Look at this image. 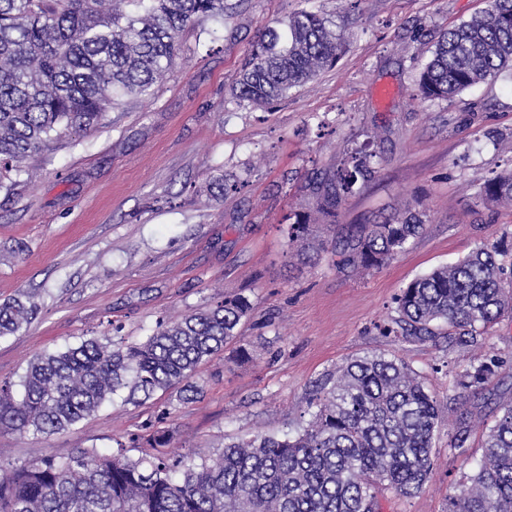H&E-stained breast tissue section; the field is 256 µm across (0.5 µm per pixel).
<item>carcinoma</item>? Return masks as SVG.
<instances>
[{
	"mask_svg": "<svg viewBox=\"0 0 512 512\" xmlns=\"http://www.w3.org/2000/svg\"><path fill=\"white\" fill-rule=\"evenodd\" d=\"M228 0H0V188L29 174L27 160L64 129L85 134L107 113L150 94L182 52L188 28L224 24ZM319 11L302 9L265 26L232 85L239 105L264 107L314 81L345 52L346 41ZM512 70V0H489L479 16L444 32L420 74L417 97L448 99ZM371 171L359 152L304 186L308 210L294 214L289 245L331 250L336 264L378 269L424 230L407 209L331 247L312 242L313 224H334ZM483 204L512 202V171L483 181ZM37 309L31 295L0 303V338ZM512 309V252L479 247L410 281L396 297V323L416 336L444 334L463 347ZM251 311L248 299L220 303L128 345L109 334L29 362L19 384H0V428L53 434L87 418L121 391L127 402L178 388L196 394L198 366L223 350ZM506 362L475 354L459 375L477 392ZM295 435H260L224 444L219 459L161 452L169 434L148 424L117 442L157 448L134 460L79 448L0 468V512H378L386 493L409 497L432 471L440 404L405 362L383 354L336 372L309 402ZM471 412L448 447L467 440ZM448 512H512V402L484 440L482 459L448 498Z\"/></svg>",
	"mask_w": 512,
	"mask_h": 512,
	"instance_id": "cac0c4a2",
	"label": "carcinoma"
}]
</instances>
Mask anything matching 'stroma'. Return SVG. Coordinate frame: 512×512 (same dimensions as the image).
Wrapping results in <instances>:
<instances>
[{"mask_svg": "<svg viewBox=\"0 0 512 512\" xmlns=\"http://www.w3.org/2000/svg\"><path fill=\"white\" fill-rule=\"evenodd\" d=\"M348 16L336 66L269 108L233 103L230 86L264 26L305 0H243L215 34H183L184 53L152 96L107 114L88 135L63 133L30 161L32 177L0 190V303L34 295L36 315L0 339V382L19 383L37 355L99 336L110 324L140 342L239 293L249 319L224 351L201 364L197 399L178 391L125 402L115 396L53 434L0 430V465L20 466L118 439L159 423L170 449L218 459L225 442L294 433L317 386L348 361L383 353L407 363L441 404L433 469L422 490L387 496L383 512H445L448 496L482 457L512 369L481 394L454 398L464 349L439 335H404L400 288L478 247L512 241V207L476 199L484 179L512 171V76L450 100H415L440 34L485 10L487 0H318ZM363 150L373 174L348 197L329 240L415 201L423 233L382 268H336L329 253L299 261L287 228L304 185ZM233 183L221 193L217 180ZM250 361L236 363L240 350ZM472 410L464 448L448 433Z\"/></svg>", "mask_w": 512, "mask_h": 512, "instance_id": "35a3bbf8", "label": "stroma"}]
</instances>
